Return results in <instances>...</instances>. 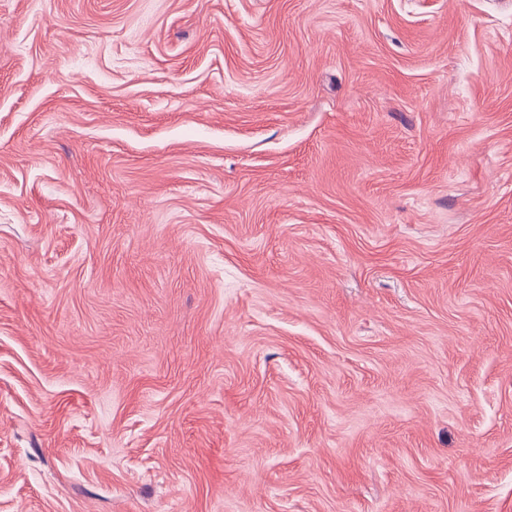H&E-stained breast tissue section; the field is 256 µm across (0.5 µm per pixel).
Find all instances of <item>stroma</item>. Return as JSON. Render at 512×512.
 Instances as JSON below:
<instances>
[{
  "label": "stroma",
  "instance_id": "1",
  "mask_svg": "<svg viewBox=\"0 0 512 512\" xmlns=\"http://www.w3.org/2000/svg\"><path fill=\"white\" fill-rule=\"evenodd\" d=\"M0 512H512V0H0Z\"/></svg>",
  "mask_w": 512,
  "mask_h": 512
}]
</instances>
